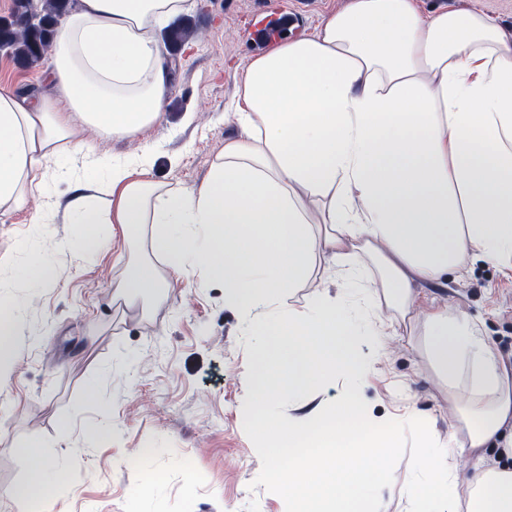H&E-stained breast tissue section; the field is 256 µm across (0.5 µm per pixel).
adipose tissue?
<instances>
[{
  "instance_id": "adipose-tissue-1",
  "label": "adipose tissue",
  "mask_w": 512,
  "mask_h": 512,
  "mask_svg": "<svg viewBox=\"0 0 512 512\" xmlns=\"http://www.w3.org/2000/svg\"><path fill=\"white\" fill-rule=\"evenodd\" d=\"M184 0H78L47 65L50 93L0 89V207L45 194L61 145L118 191L116 224L147 228L150 254L118 283L126 300L154 292L152 264L206 268L224 301L259 338L255 393L302 399L373 364L365 333L339 296L302 311L288 290L362 277L397 318L422 319L432 363L448 382L471 478L430 467L412 485L447 512H512V361L470 317L428 303V288L467 276L475 260L512 273V40L479 5L422 13L418 0H349L313 33L256 56L241 79L239 129L207 178L180 191L133 179L154 151L106 161L82 127L115 137L159 122L169 81L154 36ZM81 122L73 124L69 116ZM83 179L65 210L80 250L99 249L102 218Z\"/></svg>"
}]
</instances>
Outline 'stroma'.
<instances>
[{
    "mask_svg": "<svg viewBox=\"0 0 512 512\" xmlns=\"http://www.w3.org/2000/svg\"><path fill=\"white\" fill-rule=\"evenodd\" d=\"M348 0H187L191 38L170 52L172 79L163 119L114 138L85 130L97 155L124 159L153 147L152 181L175 188L201 182L238 130L233 101L252 60L248 22L259 10L296 13V35ZM79 156L60 151L44 196L0 210V271L10 274L19 316L10 371L0 376V512H30L10 495L30 472L19 447L39 442L62 466L49 478L50 512H283L281 499L254 481L260 459L243 429L257 337L224 302L222 284L203 267L180 273L162 260L163 283L134 305L114 299L116 278L145 253V231L101 224V247L85 258L64 203L72 179L88 177ZM57 271L35 288L30 257ZM336 291L358 325L393 310L367 289L338 280ZM437 305L468 315L503 354H512V278L476 263L468 277L436 289ZM374 369L360 393L369 416L425 419L440 442L452 428L453 402L417 336H376L358 345ZM222 376L207 383L211 370ZM98 395L90 397L88 382ZM106 423L102 439L63 441L61 420ZM163 474L156 486L149 475Z\"/></svg>",
    "mask_w": 512,
    "mask_h": 512,
    "instance_id": "obj_1",
    "label": "stroma"
}]
</instances>
